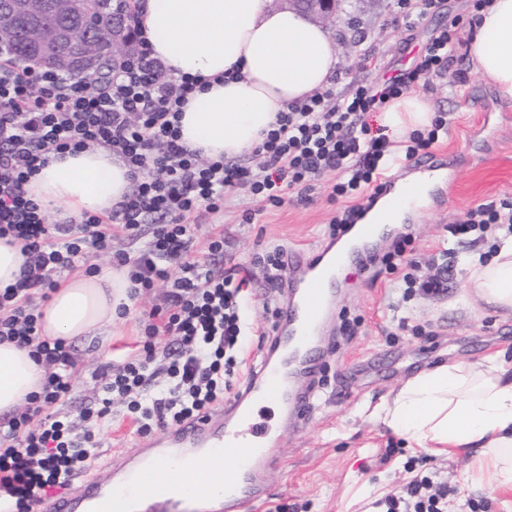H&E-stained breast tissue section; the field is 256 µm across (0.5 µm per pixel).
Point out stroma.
<instances>
[{
	"label": "stroma",
	"mask_w": 512,
	"mask_h": 512,
	"mask_svg": "<svg viewBox=\"0 0 512 512\" xmlns=\"http://www.w3.org/2000/svg\"><path fill=\"white\" fill-rule=\"evenodd\" d=\"M465 8V0H443L439 9L415 17L407 27L392 23L393 0H342L329 29L339 59L337 91L344 94L351 84H377L409 70L433 30ZM468 31L465 25L457 29V57L447 70L413 88L433 112L448 115V133L436 147L447 154L448 166L444 180L418 213L407 216L402 230L411 236L406 255L419 261L418 277L443 275V291L407 299L401 273H378L362 260L352 261L321 338L315 399L294 422H277L271 409L261 416L278 426L274 448L279 457L264 482L261 512H279L284 505L292 512H360L356 500L366 488L393 495L423 476L453 487L450 512H468L470 500L482 503L484 512H512V492L465 481L466 458L409 447L372 417L407 379L438 365L493 355L512 364V313L480 307L465 291L469 263L491 259L492 243L461 240L448 231L470 209L512 198V105L500 103L476 72ZM335 181V173H323L312 182L310 203L291 199L278 208L263 207L240 188L228 193L223 213L202 217L198 244L223 231L225 259L251 270L253 279L242 295L259 327L271 325L274 303L282 298L281 289L265 287L267 271L259 254L276 246L327 244L337 209L329 198ZM249 212L253 223H243ZM138 338L133 316L72 343L73 387L55 411L79 430L92 431L102 458H120L143 438L123 416L102 423L82 418L99 392L94 370L135 353Z\"/></svg>",
	"instance_id": "obj_1"
}]
</instances>
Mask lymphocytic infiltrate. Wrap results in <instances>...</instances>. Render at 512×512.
Instances as JSON below:
<instances>
[{
    "instance_id": "lymphocytic-infiltrate-1",
    "label": "lymphocytic infiltrate",
    "mask_w": 512,
    "mask_h": 512,
    "mask_svg": "<svg viewBox=\"0 0 512 512\" xmlns=\"http://www.w3.org/2000/svg\"><path fill=\"white\" fill-rule=\"evenodd\" d=\"M454 48L452 28H442L408 73L343 96L330 85L289 104L254 149L255 170L203 158L181 144L182 110L200 82L167 70L142 31H135L130 51L92 91L72 75L23 67L0 54V239L21 242L26 255L17 282L0 289V342L30 347L46 369L40 390L0 432V492L12 499L14 512H35L95 457L93 434L75 432L51 412L68 396L75 369L70 345L38 333L39 303L56 288L57 276L79 267L95 272V257L111 251L113 238L138 237L146 218L158 217L142 249L115 259L128 269L132 299L161 286L163 303L142 313L145 341L136 355L105 366L104 395L86 416L103 420L118 401L148 431L212 411L245 362L241 290L247 278L239 265L217 264L223 235L210 237L204 253L195 254L201 212L223 211L225 194L240 187L272 207L291 194L302 201L315 176L333 171L330 198L346 205L331 235L347 232L362 214L358 197L380 191L388 165L400 155L417 158L448 129L445 115H437L430 128L412 132L398 148L371 134L365 114L447 70ZM95 148L130 168V193L108 213L49 222L27 183L52 159ZM498 230L512 234V199L478 205L452 232L481 241ZM164 336L176 343L158 367L153 351ZM448 494L447 487L416 479L385 498V512H447Z\"/></svg>"
}]
</instances>
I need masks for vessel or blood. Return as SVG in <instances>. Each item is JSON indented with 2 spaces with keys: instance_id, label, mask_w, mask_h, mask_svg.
<instances>
[{
  "instance_id": "1",
  "label": "vessel or blood",
  "mask_w": 512,
  "mask_h": 512,
  "mask_svg": "<svg viewBox=\"0 0 512 512\" xmlns=\"http://www.w3.org/2000/svg\"><path fill=\"white\" fill-rule=\"evenodd\" d=\"M442 159L416 163L410 181L386 180L382 196L392 200L376 222L353 225L347 244L288 252V293L276 309L263 359L245 390L226 410L174 426L144 443L120 466L104 460L94 478L69 482L43 503V512H246L259 498L263 472L278 458L257 414L276 405L300 413L306 396L299 378L312 375L326 310L336 296L337 272L354 249L373 245L383 227L394 225L405 203L421 198ZM170 459L161 469L156 459Z\"/></svg>"
}]
</instances>
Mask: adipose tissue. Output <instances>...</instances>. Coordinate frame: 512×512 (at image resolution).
<instances>
[{
	"label": "adipose tissue",
	"mask_w": 512,
	"mask_h": 512,
	"mask_svg": "<svg viewBox=\"0 0 512 512\" xmlns=\"http://www.w3.org/2000/svg\"><path fill=\"white\" fill-rule=\"evenodd\" d=\"M140 26L153 55L177 74L209 84L189 98L181 141L219 160L253 150L278 112L327 86L337 66L327 30L303 13L268 0H144ZM477 72L512 104V0H490L470 39ZM223 83H215V76ZM434 114L420 95L394 99L382 122L399 139L429 127ZM128 167L108 151L87 150L51 161L27 191L63 216L106 212L131 187ZM471 293L512 311V238L488 263L468 270ZM127 270L109 266L59 285L42 306L41 334L68 341L90 335L129 305ZM43 368L29 349L0 342V414L39 390ZM376 420L437 455H471L468 482L491 478L512 490V368L496 358L448 363L408 379L374 413Z\"/></svg>",
	"instance_id": "1"
}]
</instances>
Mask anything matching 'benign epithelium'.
Masks as SVG:
<instances>
[{
  "mask_svg": "<svg viewBox=\"0 0 512 512\" xmlns=\"http://www.w3.org/2000/svg\"><path fill=\"white\" fill-rule=\"evenodd\" d=\"M288 5L325 23L334 16L335 0H288ZM97 15L117 22L112 0H88V11L78 21L73 0H0V44L12 45L22 37L38 62L83 78L129 42L114 28L105 37L91 39V19Z\"/></svg>",
  "mask_w": 512,
  "mask_h": 512,
  "instance_id": "7a95c632",
  "label": "benign epithelium"
}]
</instances>
